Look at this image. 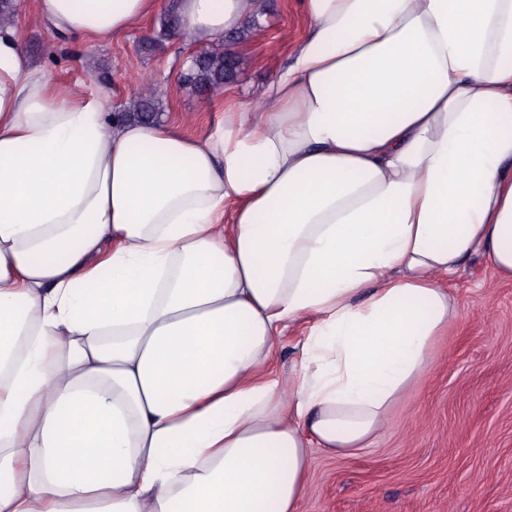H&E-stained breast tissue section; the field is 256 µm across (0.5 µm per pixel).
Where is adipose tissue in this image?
I'll use <instances>...</instances> for the list:
<instances>
[{
	"label": "adipose tissue",
	"mask_w": 512,
	"mask_h": 512,
	"mask_svg": "<svg viewBox=\"0 0 512 512\" xmlns=\"http://www.w3.org/2000/svg\"><path fill=\"white\" fill-rule=\"evenodd\" d=\"M205 137L63 91L0 28V512H299L385 426L472 256L512 277V0H300ZM103 42L159 0H30ZM260 0H178L202 47ZM298 367L271 369L298 323Z\"/></svg>",
	"instance_id": "obj_1"
}]
</instances>
